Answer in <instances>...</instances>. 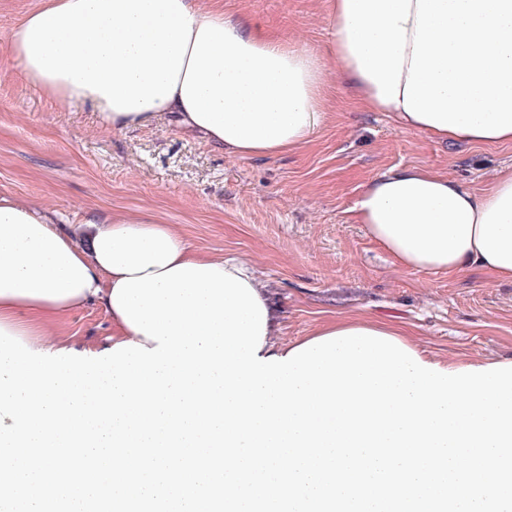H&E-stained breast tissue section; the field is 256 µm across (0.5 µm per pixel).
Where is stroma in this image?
Returning a JSON list of instances; mask_svg holds the SVG:
<instances>
[{"label":"stroma","instance_id":"35a3bbf8","mask_svg":"<svg viewBox=\"0 0 512 512\" xmlns=\"http://www.w3.org/2000/svg\"><path fill=\"white\" fill-rule=\"evenodd\" d=\"M289 46L325 52L326 0H222ZM35 0H0V196L39 202L79 223L152 211L204 253L251 262L281 322V339L323 320L365 316L399 326L436 360L512 357V283L480 271L425 274L395 266L356 224L362 185L393 167L418 166L488 186L512 166V144L455 145L367 112L340 72L325 91L324 124L302 147L239 158L185 132L168 115L126 131L104 127L91 105H69L29 83L8 45ZM97 349L112 324L95 305L63 326Z\"/></svg>","mask_w":512,"mask_h":512}]
</instances>
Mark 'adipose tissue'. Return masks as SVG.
I'll list each match as a JSON object with an SVG mask.
<instances>
[{
    "instance_id": "1",
    "label": "adipose tissue",
    "mask_w": 512,
    "mask_h": 512,
    "mask_svg": "<svg viewBox=\"0 0 512 512\" xmlns=\"http://www.w3.org/2000/svg\"><path fill=\"white\" fill-rule=\"evenodd\" d=\"M327 53L366 110L456 144L512 143V0H328ZM25 77L96 106L123 131L168 114L214 149L267 157L308 143L325 121V72L250 17L202 0H38L9 39ZM358 223L399 267L477 269L512 282V168L475 191L418 167L366 182ZM216 263L269 296L247 262L212 258L150 211L84 215L0 196V326L33 350L70 347L61 321L98 305L112 343L154 340L115 310L118 280Z\"/></svg>"
}]
</instances>
